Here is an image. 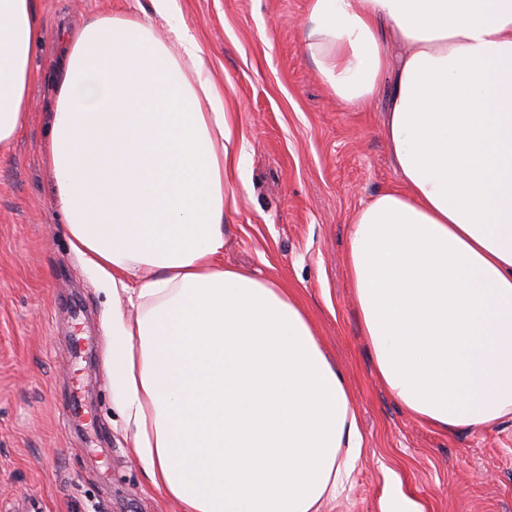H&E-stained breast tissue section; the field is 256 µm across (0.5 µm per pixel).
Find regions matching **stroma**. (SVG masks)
Instances as JSON below:
<instances>
[{
    "mask_svg": "<svg viewBox=\"0 0 512 512\" xmlns=\"http://www.w3.org/2000/svg\"><path fill=\"white\" fill-rule=\"evenodd\" d=\"M312 0H175L246 140L225 216V266L270 276L307 309L359 412L364 453L329 512H382L389 493L424 512H512V421L441 432L383 386L347 272L355 214L400 181L385 96L347 107L307 50ZM32 108L0 146V512H181L145 479L112 408V295L69 243L43 145L52 54L94 15H152L151 0H39ZM84 355H75L73 339ZM77 398V415L62 404Z\"/></svg>",
    "mask_w": 512,
    "mask_h": 512,
    "instance_id": "1",
    "label": "stroma"
}]
</instances>
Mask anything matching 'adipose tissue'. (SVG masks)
<instances>
[{
    "instance_id": "ef3b65f1",
    "label": "adipose tissue",
    "mask_w": 512,
    "mask_h": 512,
    "mask_svg": "<svg viewBox=\"0 0 512 512\" xmlns=\"http://www.w3.org/2000/svg\"><path fill=\"white\" fill-rule=\"evenodd\" d=\"M92 18L55 73L44 157L69 242L112 290V402L183 512H323L362 435L302 304L225 268L224 167L243 163L195 38ZM337 98L386 92L400 187L352 222L348 269L378 377L439 431L512 418V0H312ZM37 0H0V145L23 128Z\"/></svg>"
}]
</instances>
